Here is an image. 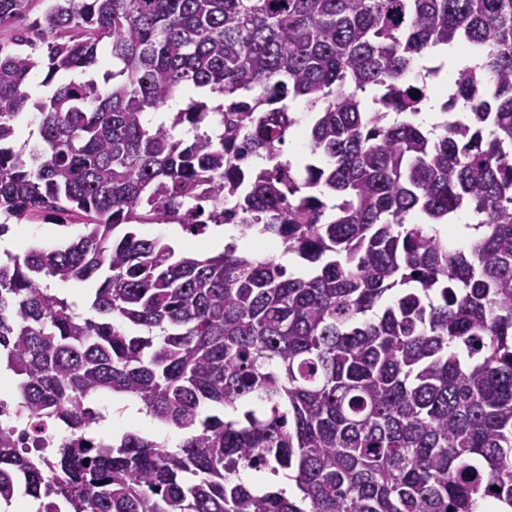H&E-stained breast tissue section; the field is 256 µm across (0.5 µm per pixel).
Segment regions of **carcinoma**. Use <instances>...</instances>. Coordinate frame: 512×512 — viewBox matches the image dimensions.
Here are the masks:
<instances>
[{
    "mask_svg": "<svg viewBox=\"0 0 512 512\" xmlns=\"http://www.w3.org/2000/svg\"><path fill=\"white\" fill-rule=\"evenodd\" d=\"M44 2L0 42V236L58 214L81 233L0 259V363L32 433L72 438L48 457L0 427V503L22 487L41 512L512 509V0ZM27 3L0 0V24ZM456 39L480 63L426 130L442 66L422 61ZM180 90L219 101L148 118ZM463 215L450 249L438 225ZM144 224L238 238L189 256ZM91 280V316L52 288ZM110 394L183 439L97 444ZM265 470L294 495L241 479ZM36 114L30 113L22 117L18 123V131L13 142L16 151L27 153L36 143L37 119ZM34 135H31L32 132Z\"/></svg>",
    "mask_w": 512,
    "mask_h": 512,
    "instance_id": "cac0c4a2",
    "label": "carcinoma"
}]
</instances>
